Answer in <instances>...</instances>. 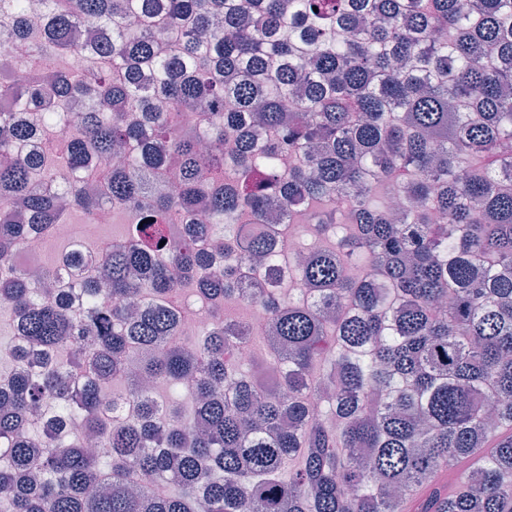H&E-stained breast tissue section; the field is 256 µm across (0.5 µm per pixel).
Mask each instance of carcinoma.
I'll return each mask as SVG.
<instances>
[{
  "instance_id": "cac0c4a2",
  "label": "carcinoma",
  "mask_w": 512,
  "mask_h": 512,
  "mask_svg": "<svg viewBox=\"0 0 512 512\" xmlns=\"http://www.w3.org/2000/svg\"><path fill=\"white\" fill-rule=\"evenodd\" d=\"M40 2L31 44L26 0H0V58L36 71L0 75V296L24 341L0 512H512V0ZM86 20L106 37L82 44ZM76 54L96 64L55 63ZM32 111L80 137L51 153ZM279 200L330 242L286 300ZM105 209L126 238L44 270L73 287L19 271V245ZM186 278L212 313L188 346ZM240 297L270 318L252 370ZM133 373L185 383L190 416Z\"/></svg>"
}]
</instances>
